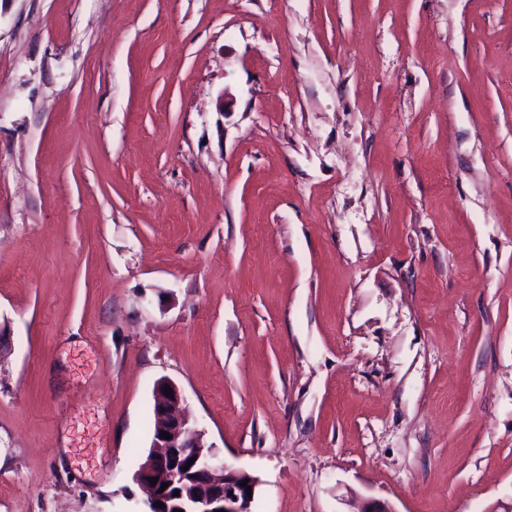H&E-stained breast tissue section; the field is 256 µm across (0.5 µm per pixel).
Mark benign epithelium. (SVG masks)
<instances>
[{"label":"benign epithelium","instance_id":"obj_1","mask_svg":"<svg viewBox=\"0 0 512 512\" xmlns=\"http://www.w3.org/2000/svg\"><path fill=\"white\" fill-rule=\"evenodd\" d=\"M172 388L173 396L165 394ZM156 403L157 431L153 447L157 452L151 455L143 468L136 473V479L150 492V512H250L253 498L241 486L248 481L256 488L257 479L252 475L224 464L214 450L203 442L202 432L196 428L186 413L185 398L173 382L161 380L154 388ZM170 434L165 439L161 433ZM193 464H188L189 460ZM188 470H183L184 466ZM157 479L152 485L149 479ZM169 488L161 489L162 484ZM179 488V495L170 493ZM160 501L163 507L154 506Z\"/></svg>","mask_w":512,"mask_h":512}]
</instances>
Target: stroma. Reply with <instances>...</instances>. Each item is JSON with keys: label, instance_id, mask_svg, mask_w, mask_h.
<instances>
[{"label": "stroma", "instance_id": "35a3bbf8", "mask_svg": "<svg viewBox=\"0 0 512 512\" xmlns=\"http://www.w3.org/2000/svg\"><path fill=\"white\" fill-rule=\"evenodd\" d=\"M162 378L250 512L512 506V0H0V512Z\"/></svg>", "mask_w": 512, "mask_h": 512}]
</instances>
